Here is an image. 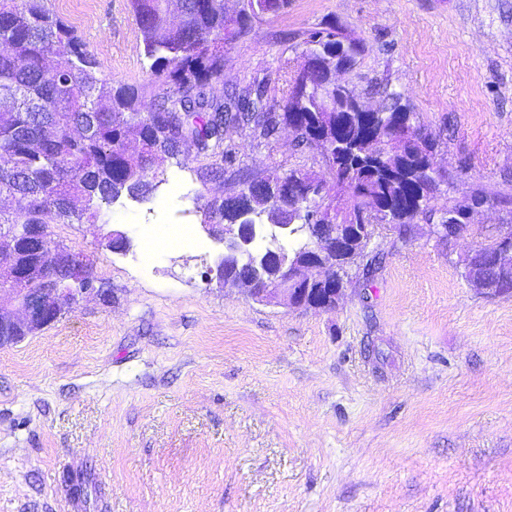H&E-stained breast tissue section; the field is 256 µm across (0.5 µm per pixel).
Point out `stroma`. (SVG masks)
I'll list each match as a JSON object with an SVG mask.
<instances>
[{
    "mask_svg": "<svg viewBox=\"0 0 512 512\" xmlns=\"http://www.w3.org/2000/svg\"><path fill=\"white\" fill-rule=\"evenodd\" d=\"M44 5L103 79L150 85L129 0ZM328 24L369 47L346 75L364 100L404 93L435 138L433 211L479 191L502 205L449 241L422 216L379 227L372 273L351 269L330 311L206 283L223 245L198 198L237 188L217 153L188 147L148 200L110 207L127 251L102 247L100 225H51L111 294L0 348V512H512V297L462 275L512 229V0H290L225 48V91L257 78L277 108ZM224 143L254 172H327L286 131ZM171 224L196 245L167 244Z\"/></svg>",
    "mask_w": 512,
    "mask_h": 512,
    "instance_id": "1",
    "label": "stroma"
}]
</instances>
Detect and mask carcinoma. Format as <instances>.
Listing matches in <instances>:
<instances>
[{"instance_id": "carcinoma-1", "label": "carcinoma", "mask_w": 512, "mask_h": 512, "mask_svg": "<svg viewBox=\"0 0 512 512\" xmlns=\"http://www.w3.org/2000/svg\"><path fill=\"white\" fill-rule=\"evenodd\" d=\"M131 0L145 59L161 92L145 100L136 86L114 85L99 77V62L76 33L50 13L43 0H0V263L17 269L28 288H42L43 263L54 264L58 281L67 279V253L60 245L32 256L25 244L26 224H98L103 208L122 197L144 200L154 192L168 163L179 156V129L200 151L224 142V129L234 128L269 142L280 126L294 124L299 149H316L324 157L334 183L345 184L355 197L348 211L316 200L292 181L293 170L249 173L239 188L224 197L204 199L203 212L215 213L220 224H255L264 248L281 240L278 224L289 225L291 261L312 251L325 224H367L363 241L351 249L343 278L366 257L368 238L376 226L404 228L428 214L438 179L433 166L434 139L424 131L404 95H387L383 129L408 122L413 133L394 143L366 145L361 135L365 116L359 112H323L317 88L336 80V72H316L312 88L297 90L296 74L287 80L284 109L267 107L266 85L255 82L226 99L214 91L224 77V40L245 35L252 23L278 15L288 0H238L240 20L224 14V0ZM349 46L352 64L366 44L327 25L310 30L305 48L337 42ZM169 120L151 123V114ZM264 184L281 185L299 202L277 220L258 194ZM494 198L478 194L468 208L450 207L464 231V221ZM479 265H463L468 281L498 278L503 259L512 264V236L492 238L478 246ZM507 257H502V254Z\"/></svg>"}]
</instances>
